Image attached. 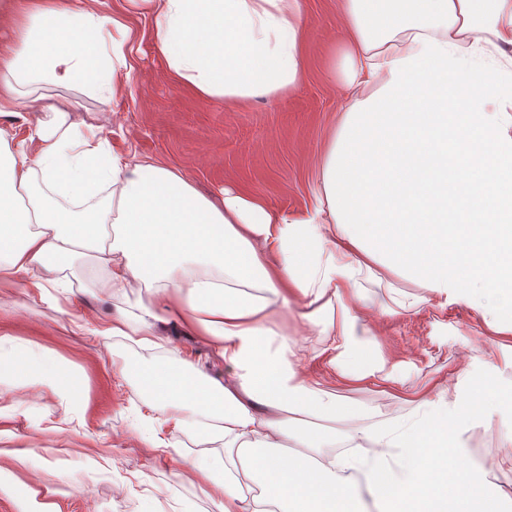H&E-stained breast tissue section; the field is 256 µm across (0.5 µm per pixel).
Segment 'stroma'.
Here are the masks:
<instances>
[{
	"label": "stroma",
	"mask_w": 512,
	"mask_h": 512,
	"mask_svg": "<svg viewBox=\"0 0 512 512\" xmlns=\"http://www.w3.org/2000/svg\"><path fill=\"white\" fill-rule=\"evenodd\" d=\"M308 32V67L296 90L277 100L256 99L244 106L205 101L174 86L148 36L149 19L130 21L136 70L123 93L102 104L90 91H69L79 116L91 121L108 113L104 136L114 152L127 158L162 164L183 173L214 202L224 187L265 199L276 211L302 216L319 189L318 163L333 136L345 94L329 68L325 52L340 38L334 0H304ZM65 274L69 292L0 285V337L73 367L79 379L81 410L62 423L57 398L37 396L17 386L13 373L0 374V405L10 415L0 425L14 432L0 451L34 449V462L18 472L21 483L38 482L54 491L60 512H218L190 482L175 475V461L157 457L145 442L159 435L188 454H220L224 441L213 436L199 442L150 421V410L134 376L121 375L122 365L147 367L163 359H203L207 347L180 327L167 325L170 351L149 350L123 336H94L80 328L103 326L117 309H134L135 296L113 299L94 293L95 279L86 258H77ZM370 303L372 347L400 363L394 387L352 383L336 391L348 403L371 410L372 422L412 417L409 388L430 382L435 390L465 383L468 370L488 375L501 401L492 418H474L464 432L463 452L484 482L501 488L512 476V360L500 339L488 335L481 318L467 303L440 306L432 301L401 308L396 290L414 293L410 283L390 273L363 281ZM277 331L295 339L303 350L301 368L312 379L329 374L320 354L317 330L298 310L280 311Z\"/></svg>",
	"instance_id": "stroma-1"
}]
</instances>
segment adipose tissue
Returning <instances> with one entry per match:
<instances>
[{"instance_id": "adipose-tissue-1", "label": "adipose tissue", "mask_w": 512, "mask_h": 512, "mask_svg": "<svg viewBox=\"0 0 512 512\" xmlns=\"http://www.w3.org/2000/svg\"><path fill=\"white\" fill-rule=\"evenodd\" d=\"M0 0V114L25 113L32 156L0 129V282L55 286L88 257L111 297L147 293L107 336L168 344L164 325L200 337L218 371L184 359L136 369L150 408L208 438L217 417L229 452L188 456L148 437L219 512H504L463 482L460 432L498 393L475 377L435 394L418 387L404 422L344 438L307 429L361 417L301 371L297 341L269 325L265 293L317 326L339 380L390 387L399 367L362 345L371 329L360 275H398L420 301L465 302L512 356V0H336L343 32L330 53L348 106L319 163L320 190L299 218L228 188L222 203L180 172L109 151L102 125L75 120L71 99L22 88L95 85L113 100L135 70L127 19L146 15L171 81L234 106L278 99L307 70L303 0ZM18 385L76 393L66 367L20 349ZM260 487L246 494L236 473Z\"/></svg>"}]
</instances>
